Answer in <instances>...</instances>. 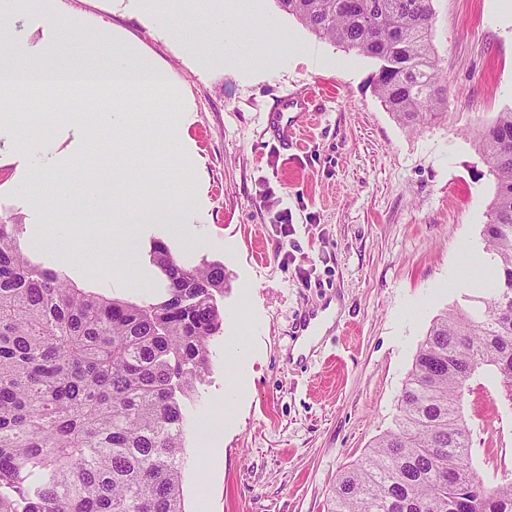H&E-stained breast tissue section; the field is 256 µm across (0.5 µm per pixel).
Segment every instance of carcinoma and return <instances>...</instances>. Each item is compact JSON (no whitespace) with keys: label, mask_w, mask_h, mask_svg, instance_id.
<instances>
[{"label":"carcinoma","mask_w":512,"mask_h":512,"mask_svg":"<svg viewBox=\"0 0 512 512\" xmlns=\"http://www.w3.org/2000/svg\"><path fill=\"white\" fill-rule=\"evenodd\" d=\"M312 33L375 60L403 126L443 117L433 0H277ZM495 180L483 226L496 261L484 307L438 315L402 387L394 428L336 480L332 512H512V479L474 468L463 403L488 371L512 403V109L475 131ZM22 217L0 213V512H186L184 405L210 370L226 272L153 246L160 302L89 293L32 264Z\"/></svg>","instance_id":"cac0c4a2"}]
</instances>
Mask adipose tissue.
Instances as JSON below:
<instances>
[{"label":"adipose tissue","instance_id":"ef3b65f1","mask_svg":"<svg viewBox=\"0 0 512 512\" xmlns=\"http://www.w3.org/2000/svg\"><path fill=\"white\" fill-rule=\"evenodd\" d=\"M135 11L151 23L160 36L180 46L200 70L236 65L247 70H265L274 61L265 51L263 35L276 26L277 20L270 15L251 16L249 24H241L240 18L250 14L248 0H134ZM204 17L211 30L208 48L199 51V41L193 21ZM11 150L33 151L35 158L34 183H41L47 175L61 171L67 165L66 158L57 154L49 141H35L33 133L21 131L13 113L0 114V141ZM43 211L58 215L66 223L59 229L53 243L61 245L69 240L67 225H86L88 237H95V225L100 220H112L116 224H176L180 221L178 208L158 202L152 196H127L122 188H115L111 201H103L102 190L96 180H88L81 194H73L60 187L48 194L34 198ZM234 393H226L224 404L213 411L208 421L207 437L200 441L198 451L201 462L197 481L207 484L217 468L219 448L224 423L234 404Z\"/></svg>","mask_w":512,"mask_h":512}]
</instances>
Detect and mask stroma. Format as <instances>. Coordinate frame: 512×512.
<instances>
[{
	"instance_id": "obj_1",
	"label": "stroma",
	"mask_w": 512,
	"mask_h": 512,
	"mask_svg": "<svg viewBox=\"0 0 512 512\" xmlns=\"http://www.w3.org/2000/svg\"><path fill=\"white\" fill-rule=\"evenodd\" d=\"M66 2L149 52L191 103L190 111L150 112L141 121L145 128L175 126L187 166L162 159L160 143L130 132L104 129L98 139L159 155L150 183L161 201L175 198L173 187L186 171L199 187L177 198L182 223L144 224L132 241L99 242L112 254L105 267L77 264L82 225L70 227L71 249L39 244V232L53 226L32 204L24 156L0 155V210L23 215L20 243L32 261L109 297H163L166 278L150 257L156 241L189 266L223 262V326L210 346V372L184 409L186 512L195 510L192 459L204 416L235 377L242 380L238 414L224 431L222 464L208 488L210 512H331L339 474L393 428L403 383L433 320L444 310L475 306L461 256L485 251L482 227L495 182L474 131L512 108V24L488 21L492 0H433L448 117L411 130L375 93L371 59L317 37L277 0L253 4L300 43L321 49L314 65L285 60L253 74L233 66L195 71L136 17L129 0ZM111 107L108 96L45 90L18 119L26 127L49 122L68 152L62 185L78 193L89 175L107 171L133 196L142 185L126 180L111 150L73 145L60 122L66 112ZM285 117L299 130V143L282 140ZM284 212L293 225L286 238ZM333 301L339 309L332 326L308 355L294 357L308 315ZM243 307L254 330L239 366L224 349L238 333L232 317ZM463 414L472 448L488 443L475 423L479 416L499 421L501 444L512 448V403L488 374L472 380Z\"/></svg>"
}]
</instances>
